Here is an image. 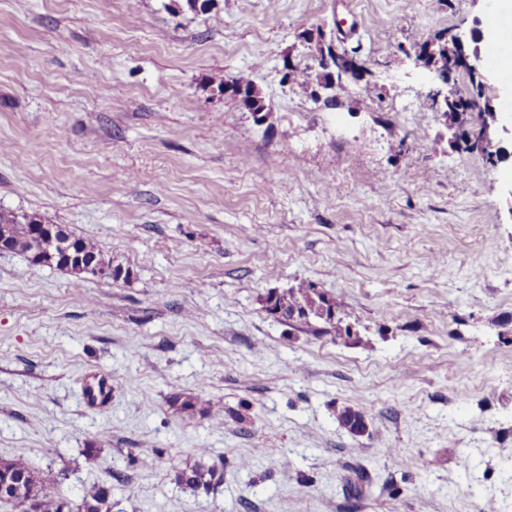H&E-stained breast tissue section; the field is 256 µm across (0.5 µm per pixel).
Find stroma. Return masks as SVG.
Instances as JSON below:
<instances>
[{"label": "stroma", "instance_id": "1", "mask_svg": "<svg viewBox=\"0 0 512 512\" xmlns=\"http://www.w3.org/2000/svg\"><path fill=\"white\" fill-rule=\"evenodd\" d=\"M491 8L0 0V209L133 272L78 283L0 253V457L57 473L75 505L110 484L112 512H512V145L450 142L413 59ZM320 39L363 66L332 106L286 78ZM217 76L251 79L266 121ZM450 88L476 125L482 101L512 103V71ZM301 281L348 341L265 311ZM103 376L106 406H85ZM176 393L217 412L177 413ZM202 458L221 484L175 483Z\"/></svg>", "mask_w": 512, "mask_h": 512}]
</instances>
